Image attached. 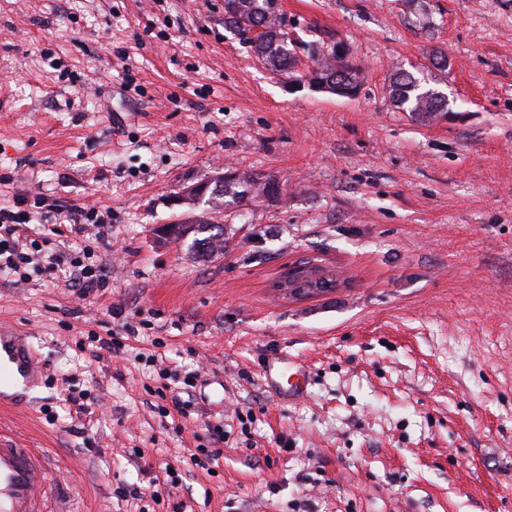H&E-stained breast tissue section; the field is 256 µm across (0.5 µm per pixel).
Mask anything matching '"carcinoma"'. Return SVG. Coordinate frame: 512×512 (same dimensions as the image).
Returning <instances> with one entry per match:
<instances>
[{"instance_id":"1","label":"carcinoma","mask_w":512,"mask_h":512,"mask_svg":"<svg viewBox=\"0 0 512 512\" xmlns=\"http://www.w3.org/2000/svg\"><path fill=\"white\" fill-rule=\"evenodd\" d=\"M224 26L237 32L261 29L257 39L252 42L258 60L272 71L288 76L294 74L295 42L288 33L282 14L275 11L274 0H224ZM316 66L322 73L336 76V86L341 91L349 86L348 78L359 72L353 62L344 57L318 58ZM392 96L402 110L423 122L436 117L437 111L447 109V100L434 96L431 89L423 87L421 81L409 72L394 76ZM273 197L274 194L267 190V184L259 179L247 176L225 178L222 194L209 196L205 200L211 213L198 222L193 232L192 251L203 257L224 251L221 215L225 206Z\"/></svg>"}]
</instances>
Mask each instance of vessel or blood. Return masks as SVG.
I'll return each instance as SVG.
<instances>
[{
    "instance_id": "1",
    "label": "vessel or blood",
    "mask_w": 512,
    "mask_h": 512,
    "mask_svg": "<svg viewBox=\"0 0 512 512\" xmlns=\"http://www.w3.org/2000/svg\"><path fill=\"white\" fill-rule=\"evenodd\" d=\"M43 375L26 336L0 323V401L25 403L26 392ZM50 484L48 468L34 448L18 447L0 435V512H51L42 492Z\"/></svg>"
}]
</instances>
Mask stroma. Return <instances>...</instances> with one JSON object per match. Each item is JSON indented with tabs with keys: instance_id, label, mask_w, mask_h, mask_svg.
Masks as SVG:
<instances>
[{
	"instance_id": "stroma-1",
	"label": "stroma",
	"mask_w": 512,
	"mask_h": 512,
	"mask_svg": "<svg viewBox=\"0 0 512 512\" xmlns=\"http://www.w3.org/2000/svg\"><path fill=\"white\" fill-rule=\"evenodd\" d=\"M279 6L302 66L343 44L355 97L268 70L224 0H0V207L95 209L61 248L108 271L83 298L0 275L45 364L0 432L60 512H512V0ZM404 70L447 112L398 108ZM224 166L279 198L225 209L223 253L160 244ZM296 264L340 283L290 297Z\"/></svg>"
}]
</instances>
